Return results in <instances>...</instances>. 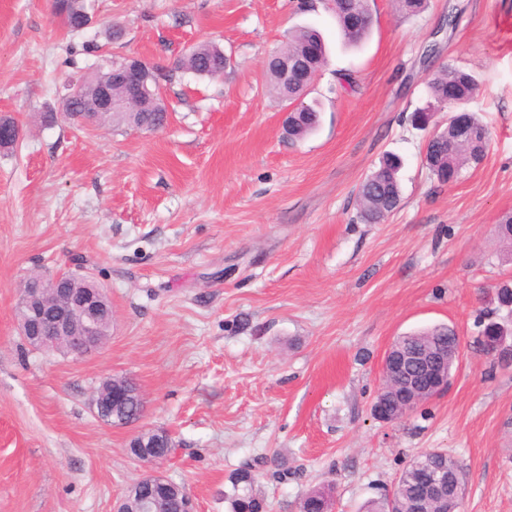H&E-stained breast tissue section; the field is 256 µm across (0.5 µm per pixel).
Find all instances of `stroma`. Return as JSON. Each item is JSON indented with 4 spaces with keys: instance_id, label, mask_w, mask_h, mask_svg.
<instances>
[{
    "instance_id": "1",
    "label": "stroma",
    "mask_w": 512,
    "mask_h": 512,
    "mask_svg": "<svg viewBox=\"0 0 512 512\" xmlns=\"http://www.w3.org/2000/svg\"><path fill=\"white\" fill-rule=\"evenodd\" d=\"M87 3L91 25L71 33L52 0H0V118L21 128L0 149V512H113L146 472L128 452L143 429L171 438L158 470L197 512H228L232 473L272 456L293 476L259 468L269 512H299L328 482L333 512H361L424 448L459 461L465 512H512V365L476 343L482 289L512 277L493 234L512 214V0H429L416 16L371 0L357 47L327 0ZM305 26L328 49L309 93L321 124L292 142L266 60ZM206 40L232 65L163 84L165 127L79 131L65 117L69 83L97 62L84 44L168 66ZM446 65L477 78L468 108L490 141L442 186L410 116ZM388 152L402 200L368 224L357 189ZM67 271L112 302L111 337L81 358L18 330L24 282ZM441 323L461 338L447 391L375 419L391 342ZM115 377L144 396L138 423L95 417L91 398Z\"/></svg>"
}]
</instances>
